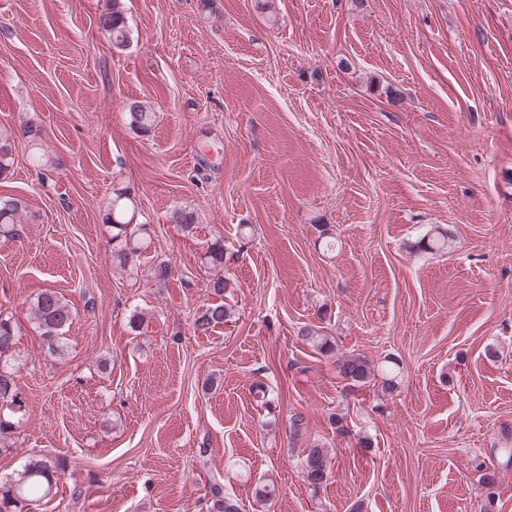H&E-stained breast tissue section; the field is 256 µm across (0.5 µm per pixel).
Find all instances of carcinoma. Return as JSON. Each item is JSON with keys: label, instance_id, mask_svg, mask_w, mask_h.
<instances>
[{"label": "carcinoma", "instance_id": "1", "mask_svg": "<svg viewBox=\"0 0 512 512\" xmlns=\"http://www.w3.org/2000/svg\"><path fill=\"white\" fill-rule=\"evenodd\" d=\"M100 26L107 35L112 48L123 50L130 43V31L125 13L119 0H112L100 17ZM129 124L139 130H149L155 120V113L147 110L138 102L127 107ZM15 139L12 133L0 132V177L6 178L13 166ZM23 202L18 199L0 201V237L12 239L18 236L16 225L20 223L19 214ZM135 221V206L124 201L122 192H116L112 208L105 215V222L115 230L113 240L119 241L114 254L119 264H133L146 250L141 239L135 237L136 230L130 229ZM33 317L40 337L47 351L54 357L65 355L68 349L67 332L73 323V311L68 301L60 292L45 289L36 294L31 301ZM235 312L227 304L212 303L194 320L195 331L206 333L210 329L231 320ZM301 337L318 353L329 356L335 350V343L326 336L322 328L306 326L301 330ZM17 344V331L12 318L0 313V358L8 354ZM336 371L346 387L357 389L376 378L379 369L361 354H344L336 359ZM0 402L10 410H22L23 401L14 376L8 369L0 370ZM65 462L61 457H44L31 460L17 474L12 485L0 494L4 507L19 508L22 503L33 502L43 498L57 486L64 472ZM330 469L327 453L314 447L306 451L302 460L305 480L314 488L321 487L328 478Z\"/></svg>", "mask_w": 512, "mask_h": 512}]
</instances>
